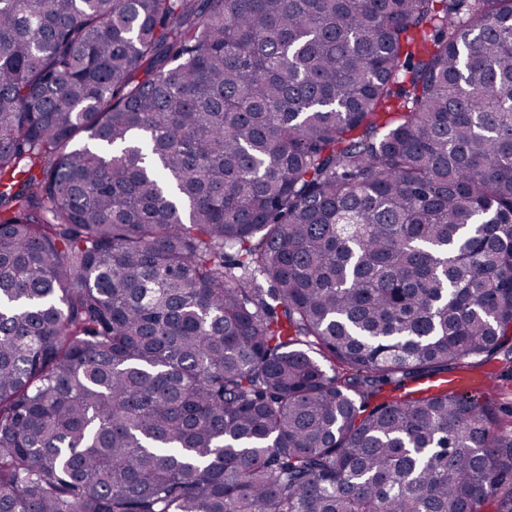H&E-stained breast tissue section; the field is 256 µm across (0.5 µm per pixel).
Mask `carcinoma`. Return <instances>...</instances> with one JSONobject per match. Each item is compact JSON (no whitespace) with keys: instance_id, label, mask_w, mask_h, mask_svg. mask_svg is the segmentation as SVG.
<instances>
[{"instance_id":"cac0c4a2","label":"carcinoma","mask_w":512,"mask_h":512,"mask_svg":"<svg viewBox=\"0 0 512 512\" xmlns=\"http://www.w3.org/2000/svg\"><path fill=\"white\" fill-rule=\"evenodd\" d=\"M503 350L512 0H0V512H512ZM472 372H459L448 378V390L457 392H483L491 383L490 378L484 374H478L487 370H496L501 374L498 392L501 404L510 409L512 407V362L503 354L488 362L469 360L465 364Z\"/></svg>"}]
</instances>
